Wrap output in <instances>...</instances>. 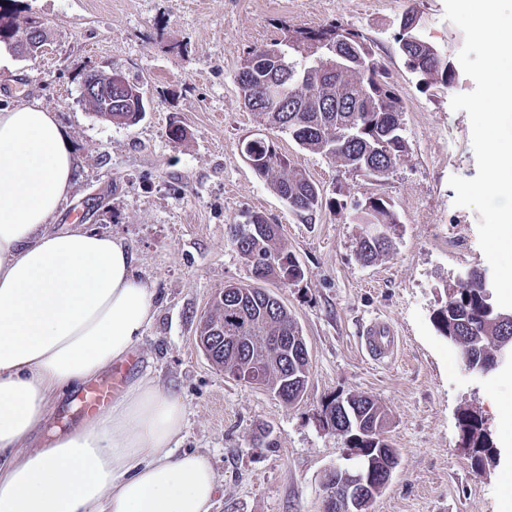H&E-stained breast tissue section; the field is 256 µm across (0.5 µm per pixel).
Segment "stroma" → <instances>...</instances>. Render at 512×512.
Segmentation results:
<instances>
[{
    "label": "stroma",
    "mask_w": 512,
    "mask_h": 512,
    "mask_svg": "<svg viewBox=\"0 0 512 512\" xmlns=\"http://www.w3.org/2000/svg\"><path fill=\"white\" fill-rule=\"evenodd\" d=\"M417 6L422 31L454 64L452 87H421L398 50L402 16ZM17 23L36 16L44 45L30 59L0 46V107L39 104L54 112L77 158L69 204L54 229L74 226L121 239L134 271L156 293L155 318L133 367L101 374L132 382L151 375L173 386L187 409L180 443L202 453L220 481L212 512H324L323 476L348 453L318 415L334 396L364 392L388 414L398 464L371 512H512V368L484 378L434 324L443 287L465 270L489 272L479 213L454 204L453 176L477 162L466 111L453 96L475 84L457 55L462 31L444 0H5ZM339 23L358 29L387 66L404 108L408 152L376 181L342 171L293 141L279 146L325 192L313 220L291 212L244 161L240 144L256 128L233 75L247 50L279 39L285 27ZM118 73L140 84L150 110L138 124L102 120L81 99L83 74ZM181 128L182 140L170 131ZM377 197L398 217L392 254L365 267L354 255V201ZM279 225L282 244L305 279L271 289L303 329L310 377L288 405L224 375L197 343L199 320L230 282L251 272L228 227L252 212ZM389 318L404 336L395 364L379 366L357 348L361 324ZM475 410L496 458L476 470L459 418ZM75 395L53 404L33 440L46 447L83 421ZM267 433L270 446H256Z\"/></svg>",
    "instance_id": "obj_1"
}]
</instances>
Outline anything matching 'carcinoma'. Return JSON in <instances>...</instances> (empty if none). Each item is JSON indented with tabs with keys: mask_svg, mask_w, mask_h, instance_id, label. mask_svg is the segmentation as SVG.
Segmentation results:
<instances>
[{
	"mask_svg": "<svg viewBox=\"0 0 512 512\" xmlns=\"http://www.w3.org/2000/svg\"><path fill=\"white\" fill-rule=\"evenodd\" d=\"M417 10L409 8L400 23L397 43L408 68L421 86L447 88L454 80L451 65L416 23ZM42 28L31 17L20 30L11 16L0 13V43L21 40L28 30ZM244 108L253 113L267 133L244 138L241 154L257 177L289 209L310 218L323 207V191L305 171L291 164L278 145L287 136L302 149L326 157L336 166L376 181L385 179L407 153L404 108L389 81L385 63L359 31L331 23L318 27L288 28L280 39L247 52L235 73ZM276 88L293 111L283 112L275 100L256 109L260 92ZM136 93H112V122L135 125L148 108L140 87ZM349 219L361 225L354 245L357 261L371 266L389 255L391 233L398 224L395 212L380 198L355 203ZM380 227L382 235L373 233ZM232 243L251 270L253 283L224 287L212 309L199 322L198 335L212 326L224 335L240 337V347L227 343L207 348L212 363L224 374L236 377L244 363L242 351L256 354L261 386L287 404L303 394L310 373L309 351L302 330L286 305L262 287L268 282L282 286L302 281L305 273L295 256L279 239L278 225L261 213H253L234 226ZM493 285L475 271L453 280L445 288L446 299L434 312L438 332L456 345L466 367L476 368L491 360L502 347L505 330L512 329V309L493 299ZM274 336L288 337V353L269 346ZM343 402L347 416L340 415ZM329 416L328 429L346 448H389L387 414L381 404L365 393L331 398L322 405ZM464 438L473 448L476 465L493 458L494 443L475 411L462 413Z\"/></svg>",
	"mask_w": 512,
	"mask_h": 512,
	"instance_id": "1",
	"label": "carcinoma"
}]
</instances>
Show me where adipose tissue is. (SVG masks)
Listing matches in <instances>:
<instances>
[{
  "mask_svg": "<svg viewBox=\"0 0 512 512\" xmlns=\"http://www.w3.org/2000/svg\"><path fill=\"white\" fill-rule=\"evenodd\" d=\"M73 149L53 113L0 108V512H211L218 476L178 443L181 398L144 377L46 448H25L51 401L124 360L156 313L128 246L47 231Z\"/></svg>",
  "mask_w": 512,
  "mask_h": 512,
  "instance_id": "ef3b65f1",
  "label": "adipose tissue"
}]
</instances>
